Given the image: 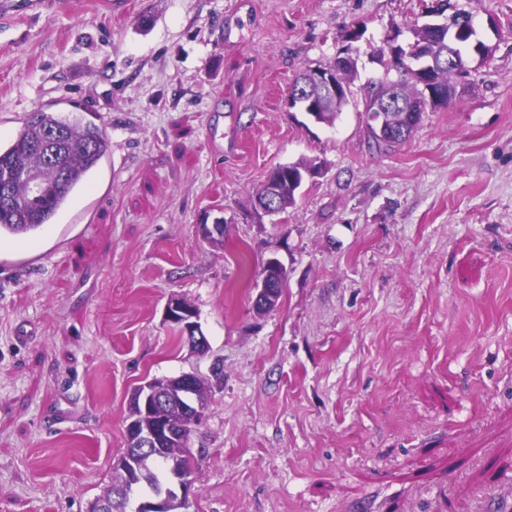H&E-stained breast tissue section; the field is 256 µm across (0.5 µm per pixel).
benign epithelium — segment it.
Returning <instances> with one entry per match:
<instances>
[{
	"label": "benign epithelium",
	"instance_id": "7a95c632",
	"mask_svg": "<svg viewBox=\"0 0 512 512\" xmlns=\"http://www.w3.org/2000/svg\"><path fill=\"white\" fill-rule=\"evenodd\" d=\"M434 27L440 36L447 32L471 30L474 28V16L470 12H456L447 16L444 21L434 24ZM469 49L477 54L480 53V43L450 41L444 58L459 62L463 60L464 53ZM351 63H353L351 56H338L330 65L309 71L299 83H294L290 87L289 104L306 110L314 103L323 105L336 98V71ZM431 104V97L428 96L423 102L407 107L403 115L404 124L401 126L392 122L388 103L385 101H371L369 114L379 136L384 140H392L400 135H407V130L417 124L422 112L430 108ZM277 192L276 181L270 177L267 178L259 194L253 199L254 209L268 216L279 214L276 208ZM286 283L287 279L281 264L275 259L268 260L264 266L260 285L257 286L254 305L267 307L276 302L282 296ZM165 317L166 321L183 335L191 349L197 353L208 350V340L200 329L197 311L191 307H185L180 297L174 296L168 300ZM174 380L184 396V412L192 416L194 421H202L206 415L207 404L201 402L194 393V374L182 373L174 377ZM133 398L143 415L151 413L156 405L166 401L164 390L156 385L154 378L140 384L134 390ZM137 419L138 416L135 415L127 421L128 455L119 458L115 463V467L124 472L127 481L119 492V501L124 503L127 512H164L168 498L172 494L186 502V505H191L195 495L194 476L191 469L185 464L177 466L164 456L165 444L179 436L177 427L159 422L150 429L141 428ZM146 457L166 465L167 483L158 493L135 498L131 495V489L144 481L145 469L140 465V461Z\"/></svg>",
	"mask_w": 512,
	"mask_h": 512
}]
</instances>
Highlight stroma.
I'll return each mask as SVG.
<instances>
[{
  "label": "stroma",
  "mask_w": 512,
  "mask_h": 512,
  "mask_svg": "<svg viewBox=\"0 0 512 512\" xmlns=\"http://www.w3.org/2000/svg\"><path fill=\"white\" fill-rule=\"evenodd\" d=\"M14 3L0 142L51 106L111 150L29 244L38 268L0 242V512H88L132 390L184 372L211 383L189 512H495L512 495V0H448L492 54L392 147L363 88L388 40L413 43L421 0ZM345 52L334 125L289 106L298 73ZM302 159L323 176L289 215L256 212ZM270 259L288 281L260 314ZM174 296L206 354L167 322Z\"/></svg>",
  "instance_id": "obj_1"
}]
</instances>
